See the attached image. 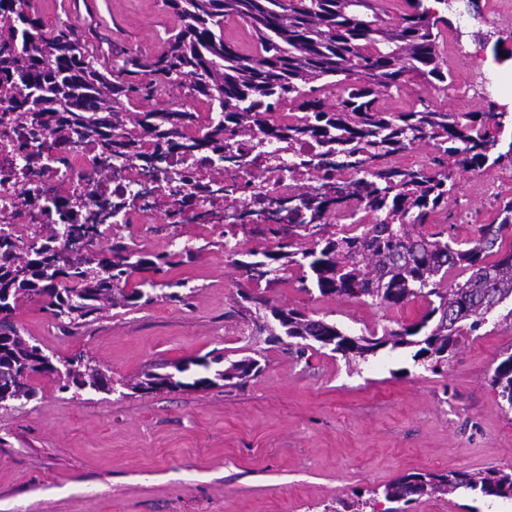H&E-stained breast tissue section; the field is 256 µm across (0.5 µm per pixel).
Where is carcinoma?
<instances>
[{
	"instance_id": "obj_1",
	"label": "carcinoma",
	"mask_w": 512,
	"mask_h": 512,
	"mask_svg": "<svg viewBox=\"0 0 512 512\" xmlns=\"http://www.w3.org/2000/svg\"><path fill=\"white\" fill-rule=\"evenodd\" d=\"M401 0L396 19L379 0H163L177 25L153 53L111 42L94 28L69 21L46 24L33 0H0V109L13 112L23 130L42 132L67 153L86 140L107 158L138 156L147 142L156 152L221 151L231 137L324 148L336 144V172L360 171L336 180V202L353 197L359 221L323 222L327 200L309 198L288 210L275 248L242 254L236 225L224 231V253L246 280L259 288L282 280L292 266L309 268L322 296L369 299L382 309L421 299V318L396 329L351 335L333 323L294 308L273 306L251 292L241 299L260 317L277 322L259 331L313 342L351 361L367 360L389 346L415 348L414 361L437 371L464 336H477L506 300H512V198L499 200L494 225L477 224L459 240L430 231L435 214L448 210L455 190L452 171L481 172L492 157L510 112H448L420 97L398 111L382 103L401 92L410 77L432 89L448 86L437 23L448 0ZM249 30L248 45L224 38V21ZM107 45L112 68L90 48ZM180 90V96L168 92ZM201 101L207 117L181 99ZM430 144L429 167H393L388 158ZM87 236L73 248L52 224H31L17 240L0 237V408L35 392L37 376L65 379L62 388L107 390L108 376L81 354L45 359L39 346L20 334L14 315L22 303H40L61 326L77 327L107 306L135 308L159 299L185 303L184 282L164 280L169 268L197 256L183 246L146 254L133 235L112 225L100 239L99 225L74 224ZM170 292L154 293L156 289ZM259 370L252 357L233 361L214 377L183 382L147 372L128 388L136 391L208 388L216 380L244 379ZM492 383L512 408V353L494 370ZM478 492L512 499V472L446 471L405 474L383 489L390 502L413 497Z\"/></svg>"
}]
</instances>
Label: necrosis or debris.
<instances>
[{"mask_svg": "<svg viewBox=\"0 0 512 512\" xmlns=\"http://www.w3.org/2000/svg\"><path fill=\"white\" fill-rule=\"evenodd\" d=\"M18 122L0 118V229L19 234L31 224H283L290 201L319 194V179L292 176L277 145L254 149L231 140L224 155L165 164L140 158L104 162L93 146L59 154L42 135L21 138Z\"/></svg>", "mask_w": 512, "mask_h": 512, "instance_id": "1", "label": "necrosis or debris"}]
</instances>
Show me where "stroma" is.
<instances>
[{"label":"stroma","instance_id":"35a3bbf8","mask_svg":"<svg viewBox=\"0 0 512 512\" xmlns=\"http://www.w3.org/2000/svg\"><path fill=\"white\" fill-rule=\"evenodd\" d=\"M103 34L131 47L157 46L174 21L162 0H95ZM443 31L454 82L417 84L385 98L391 108L417 96L451 112L512 113V90L478 94L495 49H512L505 0H453ZM492 171L494 189L457 176L456 200L437 223L457 238L496 216L512 196V155ZM218 224L182 233L200 253L171 270L193 288L188 304L156 301L108 308L64 331L38 305L15 322L30 343L58 360L77 353L102 364L111 393L67 391L51 376L34 381L22 405L0 408V512H386L385 485L411 472L512 470V407L491 380L512 353V309L501 306L482 336L462 342L448 367L432 372L409 349L380 350L358 365L341 354L270 344L240 312L245 285L221 247ZM300 268L265 290L271 304L298 308L351 334L417 320L423 301L381 309L363 300L300 290ZM251 356L260 371L208 389L136 393L126 381L194 360ZM396 512H512V499L477 493L423 496Z\"/></svg>","mask_w":512,"mask_h":512}]
</instances>
